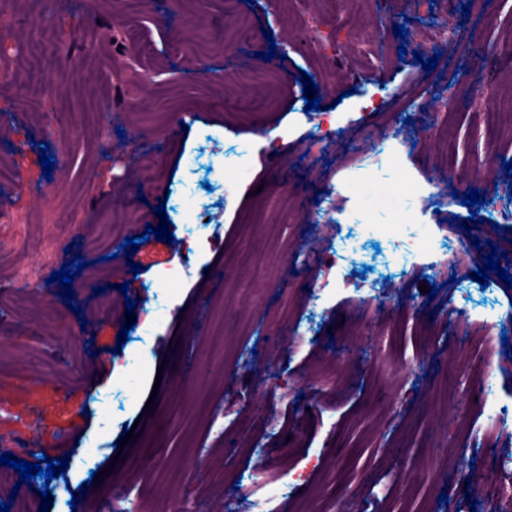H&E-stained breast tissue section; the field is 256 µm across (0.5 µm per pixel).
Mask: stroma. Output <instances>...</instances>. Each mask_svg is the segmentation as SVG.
<instances>
[{"label": "stroma", "instance_id": "obj_1", "mask_svg": "<svg viewBox=\"0 0 512 512\" xmlns=\"http://www.w3.org/2000/svg\"><path fill=\"white\" fill-rule=\"evenodd\" d=\"M244 23L256 34L248 43ZM1 26L0 211L20 215L29 241L0 236V265L29 264L40 280L0 324V391L11 396L0 439L35 443L32 462L65 455L69 466L64 489L42 496L36 479L15 494L0 488V501L70 512L75 497L82 512H100L95 475L107 469L136 495L194 512H512L499 496L512 471L498 465L512 455V427L478 443L470 435L484 421L482 395L512 396V337L494 339L485 359L480 322L454 308L463 289L474 308L512 314V287L494 273L474 279L493 249L512 274V0H15ZM459 29L487 50V89L475 98L454 80ZM128 43L150 83L103 70ZM233 44L243 70H263L272 46L284 57L247 86L225 71ZM176 67L192 77L170 82ZM304 74L321 111L305 108ZM254 95L273 107L240 122L239 102ZM393 130L403 143L391 158L376 146ZM203 138L215 149L202 157ZM449 149L450 173L440 166ZM145 159L165 180L144 190ZM202 179L218 186L201 197L214 215L205 240L176 252L152 238L133 254L93 244L118 198L182 238L195 213L157 214L158 200ZM413 181L443 194L423 202ZM474 189L485 201L468 232L459 223L475 211L459 197ZM403 215L405 236L382 250L398 259L431 231L447 242L436 265L392 285L337 287L322 251L346 218ZM76 256L83 268L67 298L51 275ZM152 284L169 312L148 327L137 306L118 344L121 319L95 308ZM323 358L340 363L330 390L316 379ZM485 369L486 392L474 381ZM254 415L277 432H246ZM130 424L134 438L117 448ZM456 449L474 455L484 493L468 490Z\"/></svg>", "mask_w": 512, "mask_h": 512}]
</instances>
